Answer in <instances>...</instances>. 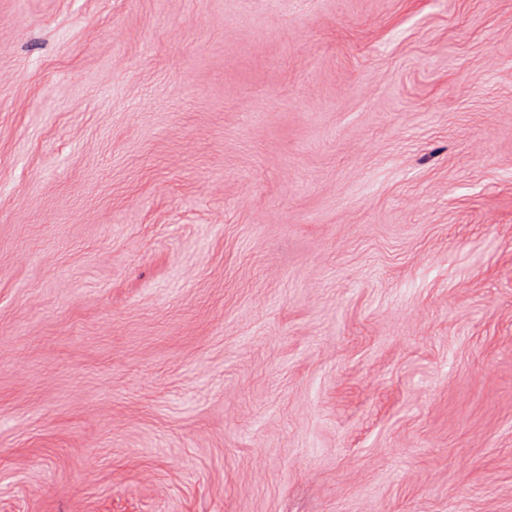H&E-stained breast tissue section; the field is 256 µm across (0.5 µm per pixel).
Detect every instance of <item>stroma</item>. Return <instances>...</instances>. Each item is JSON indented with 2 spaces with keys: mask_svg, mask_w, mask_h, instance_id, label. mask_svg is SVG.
I'll list each match as a JSON object with an SVG mask.
<instances>
[{
  "mask_svg": "<svg viewBox=\"0 0 512 512\" xmlns=\"http://www.w3.org/2000/svg\"><path fill=\"white\" fill-rule=\"evenodd\" d=\"M0 512H512V0H0Z\"/></svg>",
  "mask_w": 512,
  "mask_h": 512,
  "instance_id": "35a3bbf8",
  "label": "stroma"
}]
</instances>
